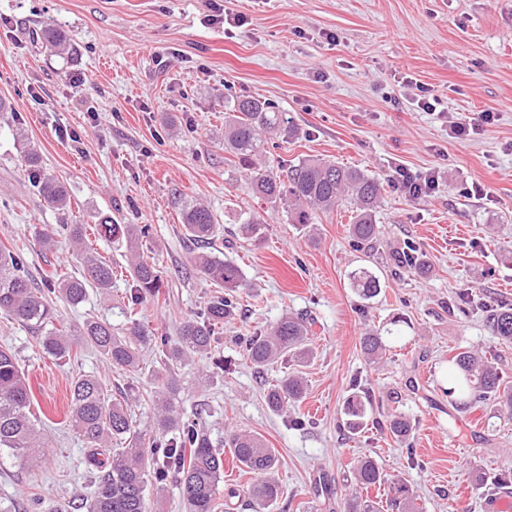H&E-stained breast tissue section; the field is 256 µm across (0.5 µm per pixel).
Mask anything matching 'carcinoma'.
<instances>
[{
	"label": "carcinoma",
	"mask_w": 512,
	"mask_h": 512,
	"mask_svg": "<svg viewBox=\"0 0 512 512\" xmlns=\"http://www.w3.org/2000/svg\"><path fill=\"white\" fill-rule=\"evenodd\" d=\"M42 38L54 52L72 49V38L60 29L48 27L43 30ZM273 134L291 138L296 129L270 102L237 99L233 101L232 111L225 113L224 148L249 172L247 190L271 204L289 205L287 214L293 217V223L303 226L313 223L316 213L330 211L349 201L355 206L350 228L354 243L363 249L373 248L378 235L374 221L380 194L377 179L352 167L307 158L290 166L287 180L283 181L259 164L267 153V136ZM22 167L47 206L57 210L68 207L66 187L44 172L36 150L25 152ZM181 215L184 235L190 241L204 247L217 237L221 225L206 206L186 200ZM238 224L242 234L256 237L263 221L255 214L244 212L238 217ZM67 230L82 274L72 277L55 271L44 288L32 284L20 254L0 244V314L41 331L39 347L56 360L71 358L83 346L94 347L107 363L123 369L136 368L144 349L161 358V367L155 372L154 434L150 437L135 429L125 399L114 396L102 379L82 375L71 384L69 426L82 437L89 448L87 462L97 470L93 489L85 499L86 512H148V487L161 494L173 474L179 477L184 512H215V500L224 476V451L201 429L202 412L197 411L189 418L179 411V368L189 357L209 353L216 331L236 314L243 270L204 251L194 254L195 268L223 288L224 293L211 297L201 312L185 319L175 340L156 335L136 318L131 319L123 333L112 331L110 323L100 320H87L66 332L55 326L54 309L47 295H57L77 306L85 301L90 288L107 294L113 276L112 264L85 244L86 225L69 224ZM97 231L108 238L123 237L129 244L128 271L134 283L129 309L133 311L144 300L157 296L162 288L161 276L156 265L144 259L139 251V240L149 234V228L102 223L97 225ZM393 260L396 266L419 273L429 270L423 254L412 245L395 252ZM352 286L365 301L381 292L379 277L366 268L352 274ZM487 319L498 340L512 343L511 305L490 307ZM311 326L302 316L285 315L266 332L244 339L246 357L260 372L284 358L304 363L311 354ZM360 350L369 362H380L385 353L382 330L364 332ZM451 363L454 386L448 389V397L452 404L464 409L475 402L492 401L512 412V385L504 382L486 356L464 349L451 358ZM305 392L303 376L290 372L269 385L266 403L272 412L286 413L288 406L298 403ZM31 405L27 376L17 357L1 348L0 452L36 468L46 460L43 451L46 444L42 420L32 412ZM372 411V397L367 390L351 392L343 405L347 430L352 434L361 432ZM387 430L395 440L405 443L413 434V424L410 418L395 414L390 417ZM114 440L123 447H112ZM226 445L231 448L232 459L256 475L249 491V506L253 512H265L279 496V485L271 477L277 463L273 449L260 436L247 431L231 433ZM355 481L365 491L388 485L394 494L393 501L402 505L403 512H415L406 481L388 478L375 461L360 460ZM347 512H378V507L369 498L354 494L347 502Z\"/></svg>",
	"instance_id": "1"
}]
</instances>
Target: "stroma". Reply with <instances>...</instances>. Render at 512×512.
I'll use <instances>...</instances> for the list:
<instances>
[{
  "instance_id": "1",
  "label": "stroma",
  "mask_w": 512,
  "mask_h": 512,
  "mask_svg": "<svg viewBox=\"0 0 512 512\" xmlns=\"http://www.w3.org/2000/svg\"><path fill=\"white\" fill-rule=\"evenodd\" d=\"M218 9L243 14V26L213 21ZM47 18L72 35V54L42 46ZM33 93L39 103L20 107ZM423 95L439 98L436 113L418 107ZM243 96L274 101L297 129L267 153L275 172L318 157L381 182L372 252L352 240L350 204L317 214L305 230L248 194L245 170L224 148V114ZM0 97L16 104L0 114V242L23 254L33 279L56 269L78 274L61 225L106 217L151 225L142 250L161 273L165 298L145 300L138 317L172 337L218 292L190 261L180 200L204 203L223 224L210 250L245 274L239 309L215 347L226 369H214L208 356L183 366L181 407L188 415L204 409L214 443L247 430L274 449L281 494L268 512H346L364 457L405 478L419 512H448L453 498L467 512H491V490L512 471V414L493 402L454 408L445 390L448 359L461 348L491 352L512 383V344L500 343L485 321L486 306L512 304V0H0ZM478 112L496 119L453 137L451 123ZM19 127L45 172L67 187L66 211L47 207L29 182ZM399 164L436 173L438 187L408 196L392 179ZM476 182L483 195H472ZM244 212L263 219L261 242L241 235ZM46 227L56 230L50 251L37 237ZM409 242L428 273L393 265V252ZM87 244L117 275L108 295L93 289L78 306L57 303L59 319H99L123 331L133 286L126 244L92 235ZM361 268L381 282L369 302L350 285ZM286 314L312 324L307 394L295 410L301 427L264 399L289 364L260 375L243 352L246 336ZM369 328L386 332L378 364L360 351ZM37 337L0 315V346L26 373L51 445L35 470L0 456V512H21L33 494L83 512L94 469L68 425L71 382L95 375L121 389L137 428L148 430L158 363L148 351L136 373H124L91 347L58 363ZM356 378L372 388L374 409L354 435L342 407ZM395 413L414 423L409 443L386 430ZM254 480L225 458L215 512H251Z\"/></svg>"
}]
</instances>
